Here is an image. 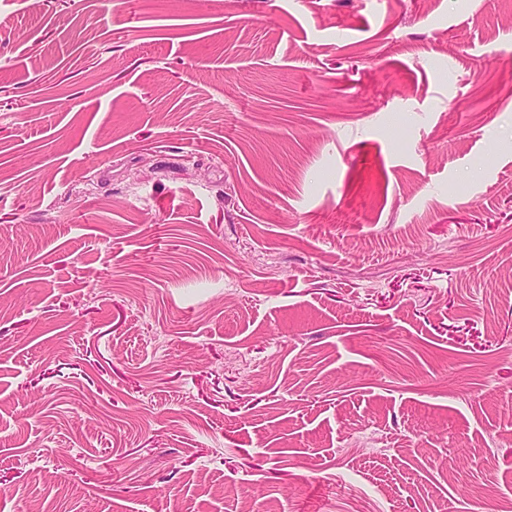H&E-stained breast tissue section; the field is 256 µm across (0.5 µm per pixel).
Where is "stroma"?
Segmentation results:
<instances>
[{
    "instance_id": "obj_1",
    "label": "stroma",
    "mask_w": 512,
    "mask_h": 512,
    "mask_svg": "<svg viewBox=\"0 0 512 512\" xmlns=\"http://www.w3.org/2000/svg\"><path fill=\"white\" fill-rule=\"evenodd\" d=\"M512 503V0H0V512Z\"/></svg>"
}]
</instances>
